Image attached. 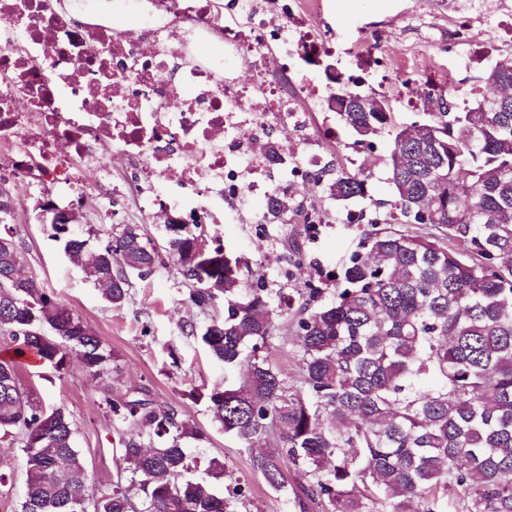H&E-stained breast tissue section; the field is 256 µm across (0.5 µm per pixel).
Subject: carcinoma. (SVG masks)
I'll use <instances>...</instances> for the list:
<instances>
[{"label": "carcinoma", "instance_id": "1", "mask_svg": "<svg viewBox=\"0 0 512 512\" xmlns=\"http://www.w3.org/2000/svg\"><path fill=\"white\" fill-rule=\"evenodd\" d=\"M328 107L358 145L387 131L391 207L371 221L342 269L343 287L295 289L273 298L242 288L240 259L208 241L202 226L165 225L164 251L205 310L224 298V316L198 338L240 379L198 394L211 423L249 453L254 471L288 496L284 468L308 478L304 500L322 512H512V99L488 96L462 112L429 113L397 125L389 103L335 78ZM370 173L341 168L325 187L341 204L364 199ZM300 205L274 193L263 211L280 220ZM11 208L0 206V444L17 442L29 479L15 512H239L237 483L222 485L213 458L197 474L192 448L207 439L176 405L161 407L144 388L107 399L119 424L112 488L89 495L75 424L19 374L33 356L56 372L71 356L97 379L117 369L100 336L40 288L15 286L24 244ZM403 224L437 233L413 235ZM64 251L114 308L131 277L161 263L139 225L102 238L55 224ZM331 298L322 299L324 293ZM291 312L302 384L270 359L281 335L276 311ZM265 442L267 448L258 444ZM16 459L0 455V498L12 490Z\"/></svg>", "mask_w": 512, "mask_h": 512}]
</instances>
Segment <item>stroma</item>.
I'll return each mask as SVG.
<instances>
[{"label":"stroma","mask_w":512,"mask_h":512,"mask_svg":"<svg viewBox=\"0 0 512 512\" xmlns=\"http://www.w3.org/2000/svg\"><path fill=\"white\" fill-rule=\"evenodd\" d=\"M323 22L337 49H344L361 31L385 29L389 45L401 53L420 47L433 49L427 64L448 66L442 48L448 42V0H321ZM355 133L337 125L331 149L338 156L369 158L372 176L368 196L347 208L335 207L322 195H311L319 208L332 211L336 221L318 225L307 235L296 220L271 224L259 229L254 224L221 225L224 248L241 261L240 285L262 287L270 293L288 292L314 285L328 288L348 256L356 250L365 224H350L346 218L361 213L374 216L375 206L392 199L386 181L384 161L390 137L380 134L371 147L354 149ZM13 197V223L19 224L25 241L23 269L35 275L41 288L53 294L70 312L83 319L112 349L118 374L101 380L88 378L79 362H72L67 373L56 374L50 367L25 365L22 379L48 404L63 405L77 427L76 445L82 451L92 488L112 483L113 450L118 437L108 411L107 393L121 394L128 388L145 387L156 404L178 405L184 419L207 432L204 447L193 449L199 464L216 458L224 463L225 483H242L249 496L241 512H321L316 503L298 507L273 492L261 475L250 467L244 452L223 431L215 428L198 393L223 384L224 366L214 360L201 342L183 333V326L203 327L211 318L223 315V303L200 310L189 299V289L177 266L163 260L156 271L144 279H133L130 298L115 309L104 301L99 289L84 277L77 261L66 254L54 237L51 224L41 221L37 202L30 198L23 183L9 184ZM298 240L304 261L293 266L290 240Z\"/></svg>","instance_id":"stroma-1"}]
</instances>
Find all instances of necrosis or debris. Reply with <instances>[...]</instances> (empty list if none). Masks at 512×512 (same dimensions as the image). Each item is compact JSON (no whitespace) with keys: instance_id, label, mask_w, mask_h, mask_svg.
I'll use <instances>...</instances> for the list:
<instances>
[{"instance_id":"necrosis-or-debris-1","label":"necrosis or debris","mask_w":512,"mask_h":512,"mask_svg":"<svg viewBox=\"0 0 512 512\" xmlns=\"http://www.w3.org/2000/svg\"><path fill=\"white\" fill-rule=\"evenodd\" d=\"M138 5V26L124 29L106 11L74 19L67 0H0V181L39 198L59 186L96 193L104 224L131 193L160 220L172 204L203 224H265L245 212L248 199L323 188L336 129L306 104L329 93L318 65L335 50L324 26L305 21L311 0ZM479 20L510 24L512 7L458 10L447 79L434 85L407 63L404 108L457 92ZM161 184L176 187L172 203Z\"/></svg>"}]
</instances>
